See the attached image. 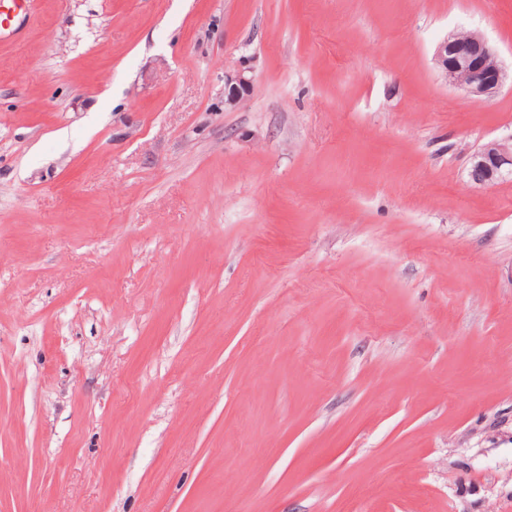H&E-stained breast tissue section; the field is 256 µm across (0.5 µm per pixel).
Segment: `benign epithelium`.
Listing matches in <instances>:
<instances>
[{
	"label": "benign epithelium",
	"mask_w": 512,
	"mask_h": 512,
	"mask_svg": "<svg viewBox=\"0 0 512 512\" xmlns=\"http://www.w3.org/2000/svg\"><path fill=\"white\" fill-rule=\"evenodd\" d=\"M434 63L446 84L479 100L495 97L508 79L497 49L475 31L462 30L443 39L435 48ZM252 87L246 67L225 74L224 107L238 106ZM511 177L512 137L490 140L472 154L468 170L472 184L486 186Z\"/></svg>",
	"instance_id": "obj_1"
}]
</instances>
